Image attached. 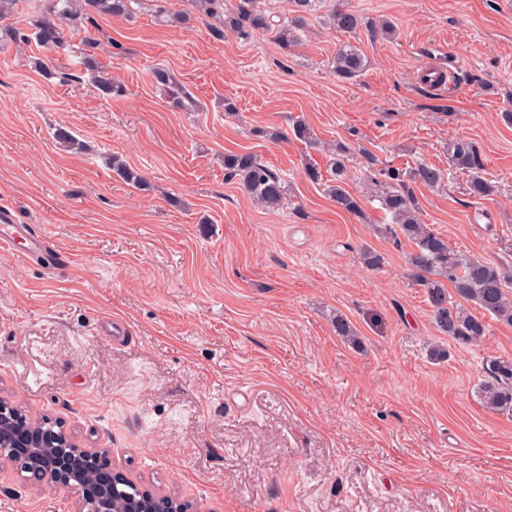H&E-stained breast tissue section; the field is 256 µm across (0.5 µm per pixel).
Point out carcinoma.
<instances>
[{"mask_svg": "<svg viewBox=\"0 0 512 512\" xmlns=\"http://www.w3.org/2000/svg\"><path fill=\"white\" fill-rule=\"evenodd\" d=\"M132 0H39L38 12L31 18L32 35L44 54L56 53L67 46L64 27L96 25V18L128 13ZM197 14L213 20L209 24L213 35L221 39L227 32L247 36L253 32L274 34L283 50L298 42L297 30L304 27L306 14L314 0H291L293 16L279 24L260 7V0H191ZM333 26L343 32H354L362 25L361 18L341 8L330 14ZM98 39L86 35L82 40L79 65L89 75L93 87L105 99L125 94V88L112 78V73L97 56ZM337 76L352 79L367 67L360 48L346 43L336 48L333 58ZM155 82L162 86L174 106L183 110L195 107V100L170 71L156 68ZM370 180L384 191L376 195L381 208L391 216V223L377 226L376 231L394 239L404 237L412 244L408 254L411 280L424 288L432 309L435 327L460 347L480 343L489 331V320L512 326V276L494 262L454 250L448 240L421 222L420 206L413 186L436 188L443 182L442 171L421 163L415 166L376 168L377 159L365 153ZM347 149L336 144V162L332 177L322 180L313 165L305 174L313 182H323L325 194L336 208L353 215L363 214L358 197L346 188ZM449 163L469 177L470 195L479 199L494 192L493 184L484 177L483 158L471 141L456 140L448 145ZM112 170L125 183L140 188L144 178L120 160L112 159ZM225 177L236 181L257 205L265 210H277L285 205L286 185L283 178L249 152L224 155ZM362 263L370 269L385 264L383 254L371 248L360 253ZM336 335L360 347L359 337L348 319L338 315L332 321ZM484 369L487 379L478 384L477 393L488 410L512 417V357H490Z\"/></svg>", "mask_w": 512, "mask_h": 512, "instance_id": "obj_1", "label": "carcinoma"}]
</instances>
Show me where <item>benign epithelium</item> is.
<instances>
[{
  "label": "benign epithelium",
  "instance_id": "benign-epithelium-1",
  "mask_svg": "<svg viewBox=\"0 0 512 512\" xmlns=\"http://www.w3.org/2000/svg\"><path fill=\"white\" fill-rule=\"evenodd\" d=\"M44 424L35 422L24 410L0 395V463L8 462L29 474L34 483L55 489H69L82 470L98 457V451L80 446L74 437L56 424L47 434ZM15 448H27L31 456L20 459ZM112 486L95 484L80 498L77 512H108ZM184 501L157 489L141 490V498L126 505V512H178Z\"/></svg>",
  "mask_w": 512,
  "mask_h": 512
}]
</instances>
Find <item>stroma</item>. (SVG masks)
Wrapping results in <instances>:
<instances>
[{
	"instance_id": "obj_1",
	"label": "stroma",
	"mask_w": 512,
	"mask_h": 512,
	"mask_svg": "<svg viewBox=\"0 0 512 512\" xmlns=\"http://www.w3.org/2000/svg\"><path fill=\"white\" fill-rule=\"evenodd\" d=\"M339 5L363 18L356 34L328 25ZM162 8L191 5L134 0L129 16L98 18L100 61L126 87L112 99L74 78L82 31L48 79L36 44L9 35L28 32L25 14L0 21V209L70 258L50 269L24 244L0 249V390L198 512H512V418L476 396L486 356L512 357V326L492 322L470 348L437 331L409 276L411 244L375 230L390 217L362 157L440 168V188L415 189L424 223L512 274V0H315L288 51L267 33L219 40L199 18L157 22ZM346 42L368 59L352 80L332 68ZM157 67L196 110L173 106ZM426 69L449 84H425ZM299 119L317 144L293 136ZM60 127L81 151L59 145ZM459 139L482 152L485 199L448 162ZM336 143L350 149L363 216L304 174H329ZM228 152L279 173L285 206L255 207L226 180ZM115 155L147 190L115 176ZM366 247L383 268L362 265ZM338 314L360 347L336 335ZM112 320L129 342L101 333ZM77 501L0 466V512ZM152 75L155 82L162 86V90L166 93L168 99L172 100L174 106L186 111L196 106L195 100L186 90V87L170 71L156 68Z\"/></svg>"
}]
</instances>
